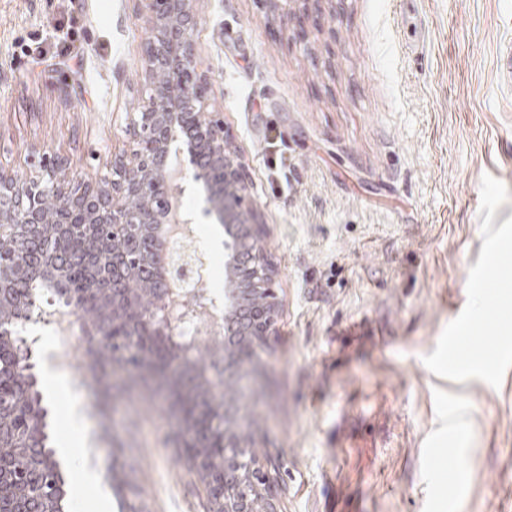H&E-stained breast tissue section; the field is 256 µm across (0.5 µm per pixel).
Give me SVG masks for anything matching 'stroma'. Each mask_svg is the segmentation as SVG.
<instances>
[{"label":"stroma","instance_id":"1","mask_svg":"<svg viewBox=\"0 0 512 512\" xmlns=\"http://www.w3.org/2000/svg\"><path fill=\"white\" fill-rule=\"evenodd\" d=\"M401 2L199 3L209 99L279 270L261 380L241 387L254 454L283 464L282 512H512V273L478 301L466 286L495 253L512 259V90L497 73L512 0H412L424 37L410 47ZM135 12L0 0V171L25 177L48 151L99 178L132 156ZM459 318L473 339L452 349ZM88 349L79 334L59 353L80 362L74 404L35 368L70 512H124L122 482L146 512H206L178 447L184 383L124 374L104 394Z\"/></svg>","mask_w":512,"mask_h":512}]
</instances>
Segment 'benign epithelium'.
<instances>
[{
    "label": "benign epithelium",
    "mask_w": 512,
    "mask_h": 512,
    "mask_svg": "<svg viewBox=\"0 0 512 512\" xmlns=\"http://www.w3.org/2000/svg\"><path fill=\"white\" fill-rule=\"evenodd\" d=\"M145 38L140 76L148 85L135 129L137 158L112 160L113 176L77 181L69 162L41 156L24 180L0 171V240L36 236L46 226L112 225L119 248L98 255L99 288L112 305V319L84 305L83 298L59 289L68 311L45 317L32 313L33 300L23 288L40 275L53 286L67 277L74 260L55 255L41 267L0 265V335L18 320L23 324H62L80 319L85 336H108L120 325L123 342L117 361L140 352L148 336L178 340L191 324L197 336L170 352L168 370L192 374L204 386L210 416L201 428H181L188 471L201 484L209 512H281L276 475L280 464L246 453L252 439L244 429L246 404L230 396L249 377L260 347L272 335L281 310L275 284L278 270L266 253L267 230L260 206L244 177V163L224 128V115L208 111L206 93L215 74L197 68L196 34L202 22L196 0H138ZM192 184L203 206L182 209L184 185ZM204 219L224 225V304L208 289V262L198 247H185L181 233ZM149 250L130 256L138 241ZM224 339V361L194 371L216 337ZM15 451L30 458L32 486L44 471L55 470L53 493L36 489L14 497L10 467L0 457V512H68L65 479L58 461L35 448L19 432Z\"/></svg>",
    "instance_id": "obj_1"
}]
</instances>
